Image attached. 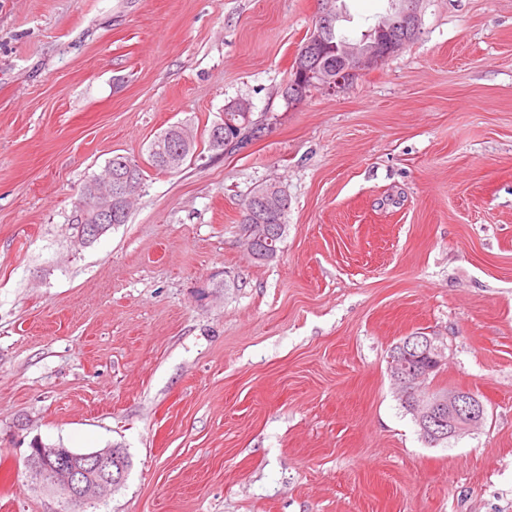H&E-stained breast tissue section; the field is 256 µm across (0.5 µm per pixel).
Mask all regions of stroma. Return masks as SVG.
Segmentation results:
<instances>
[{"mask_svg": "<svg viewBox=\"0 0 512 512\" xmlns=\"http://www.w3.org/2000/svg\"><path fill=\"white\" fill-rule=\"evenodd\" d=\"M389 0H342L360 37ZM319 0H0V512H58L33 439L132 466L97 512H512V0H425L417 37L342 91H282ZM243 100L263 130L180 170ZM143 171L80 247L84 185ZM288 194L274 259L242 203ZM439 337L432 389L485 421L436 447L390 349ZM173 129L174 126L169 127L151 144L149 161L152 166L159 170H176L178 168L179 162L173 159L177 157L176 154L172 155L173 158L168 157L166 159V166L168 169H166L161 162V159L164 156L171 154L172 145L180 147L182 150L181 155L183 156V163L179 168L186 164L188 160H192L197 151V136L193 128L188 125H184V128H181L179 133H175L170 138L164 137L165 134L172 132ZM182 134H184L185 138ZM112 163V170L109 172V178L111 180L112 187L109 188L108 192L102 193L100 191V178L99 176L94 177L91 179L87 184L86 187L83 188V196L87 199L94 198L95 201V213L98 214V223L101 225V228L105 229L106 225L109 224H123L126 222L129 211L131 209V206L133 204V201L130 203L124 199L121 203V205L116 204L113 208L112 212V194L114 192V187L116 191L119 192H129L131 190V187L133 186L134 180H135V187L132 189L129 194L132 196L133 200L135 198V195L140 188V185L143 181V171L139 167L138 164L135 162H132L125 157L122 156H116L112 158V161L109 162V164ZM122 163V165H121ZM131 165L134 170V180L131 178L123 177V178H117V176L114 174V187H113V179L112 174L117 169H122L126 167L127 165ZM84 197L81 196L79 203L75 206L76 215L75 220H73L72 229L75 232V236H78V234L83 231L87 224H96L94 219V211L91 209L88 202L85 201ZM84 207V214L85 217L82 219L79 218L80 216L79 209ZM105 224V225H104ZM109 228L101 230L97 226H93L90 230V236L85 237H77L76 242L81 246H88L91 244L95 239H97L100 235H104L107 231H109L112 227L109 225ZM103 232V233H102ZM100 236V237H101ZM99 237V238H100ZM98 238V239H99ZM273 204L277 208V212H278V216L276 218L278 220V222L275 223L276 224L275 227L277 229H279L280 232L278 233L276 238L273 239L272 245L273 244L276 245L277 249L279 251V248H280L279 244H281V242L283 240V237H284V234L286 231V226H287V224H285V216H286V213L288 210V195H287V198H285V199L273 201ZM258 238H259V241H255L253 243V245H251L250 250H247V251L251 256H253L257 260H260V261L269 260L267 253L270 250L269 247H271L272 245H271V243L270 244L267 243L266 238L265 239H261L260 237H258Z\"/></svg>", "mask_w": 512, "mask_h": 512, "instance_id": "stroma-1", "label": "stroma"}]
</instances>
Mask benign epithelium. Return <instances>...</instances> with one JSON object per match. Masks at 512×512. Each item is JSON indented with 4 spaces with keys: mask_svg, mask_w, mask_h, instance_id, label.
<instances>
[{
    "mask_svg": "<svg viewBox=\"0 0 512 512\" xmlns=\"http://www.w3.org/2000/svg\"><path fill=\"white\" fill-rule=\"evenodd\" d=\"M424 0H405L397 15L382 17L378 33L389 34L396 27L402 36L387 42H348L342 45V66L334 71H319L309 65L318 53L323 33L335 27L337 14L331 7L321 11L302 50L301 63L295 68L293 88L301 93L311 84L328 94L344 88L364 68H376L387 58L399 53L406 38L418 31ZM83 196L95 201L98 223H112V192L100 191V178L91 179L83 188ZM401 355L393 363L397 382L409 387L405 399L414 414L425 442L436 445L443 438H459L479 425L486 417L481 397L469 390L453 388L433 396L422 392L425 373L412 362L424 359L440 367L447 361L446 345L437 336L416 335L405 340ZM31 472L48 491L61 490L66 504L80 505L103 497L126 475L125 462L113 454V448L75 452L69 448L47 445L32 449L27 458Z\"/></svg>",
    "mask_w": 512,
    "mask_h": 512,
    "instance_id": "benign-epithelium-1",
    "label": "benign epithelium"
}]
</instances>
